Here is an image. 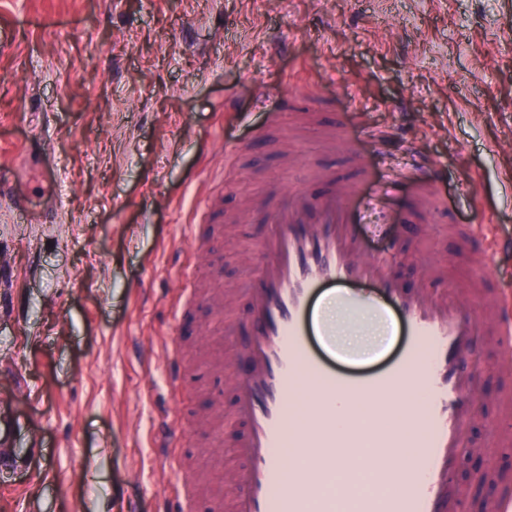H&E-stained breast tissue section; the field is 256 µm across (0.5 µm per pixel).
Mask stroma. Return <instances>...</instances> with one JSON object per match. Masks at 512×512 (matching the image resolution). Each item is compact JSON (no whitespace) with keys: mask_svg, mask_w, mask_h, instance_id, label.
<instances>
[{"mask_svg":"<svg viewBox=\"0 0 512 512\" xmlns=\"http://www.w3.org/2000/svg\"><path fill=\"white\" fill-rule=\"evenodd\" d=\"M1 28L13 35L0 40V173L15 198L0 200V392L21 429L0 512H228L242 461L211 415L235 402L214 298L230 289L248 307L254 202L323 168L355 178L351 151L326 148L338 116L352 151L387 135L403 169L412 140L447 177L445 217L388 236L363 225L368 252L396 245L410 282L434 265L459 288L490 274L512 286L488 257L448 256L476 218L512 235V0H0ZM290 88L314 93L309 119L268 126ZM229 141L243 151L224 162ZM195 222L208 226L199 254L176 236ZM186 267L191 290L175 285ZM177 304L196 333L181 338L185 382L170 390L138 343L168 337ZM387 336L330 362L378 371L407 343L398 316ZM496 360L487 345L460 512H482L512 473V442L494 430L505 409L486 397ZM165 414L179 442L160 478Z\"/></svg>","mask_w":512,"mask_h":512,"instance_id":"35a3bbf8","label":"stroma"}]
</instances>
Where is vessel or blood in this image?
Here are the masks:
<instances>
[{
    "label": "vessel or blood",
    "instance_id": "b4317fda",
    "mask_svg": "<svg viewBox=\"0 0 512 512\" xmlns=\"http://www.w3.org/2000/svg\"><path fill=\"white\" fill-rule=\"evenodd\" d=\"M407 181L417 209H445L440 170L412 152ZM359 177L347 182L324 171L322 191L299 188L283 193L264 213L260 240L262 268L246 288L245 314H231L236 340L233 362L245 367L234 375L231 418L243 430L234 446L244 466L234 478L232 512H456L455 468L466 447L465 432L475 416L481 380L479 354L484 328H492L498 352L497 371L512 380V293L492 284L489 300L451 285L433 288V276L418 288L397 277L396 255H369L362 244L351 202L371 180L364 156L356 158ZM473 252L496 265L512 263V241L496 240L488 224H471L463 238ZM372 282L384 304L375 317L385 320L397 309L410 342L382 371L363 379L341 376L310 347L318 335L328 350L336 348V328L316 320L313 299L318 288L336 282ZM142 358H161L171 387L181 382L178 341L164 349L140 343ZM371 410L373 470L371 493L357 494L359 468L351 466L343 481L333 482V464L347 462L356 449L355 423L337 425L336 408ZM16 427L0 415V471L16 465L10 446ZM414 447L411 468L396 458ZM316 449L312 461L302 451ZM323 489L308 503L297 486Z\"/></svg>",
    "mask_w": 512,
    "mask_h": 512
}]
</instances>
